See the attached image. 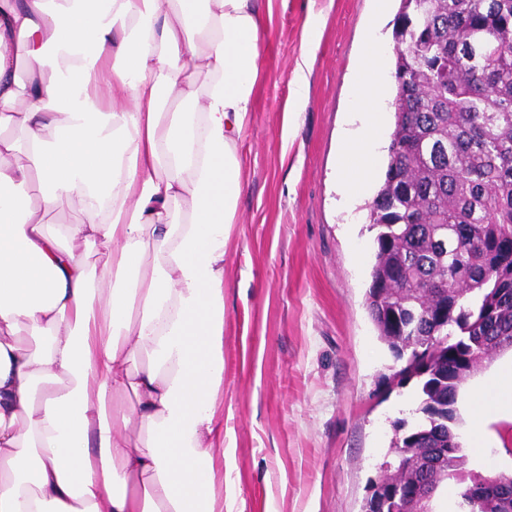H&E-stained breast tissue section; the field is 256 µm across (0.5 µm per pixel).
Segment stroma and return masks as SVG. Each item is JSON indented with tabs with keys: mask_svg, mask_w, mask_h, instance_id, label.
I'll return each mask as SVG.
<instances>
[{
	"mask_svg": "<svg viewBox=\"0 0 512 512\" xmlns=\"http://www.w3.org/2000/svg\"><path fill=\"white\" fill-rule=\"evenodd\" d=\"M400 0H272L259 44L251 122L239 144L244 190L224 265V512H361L393 424L418 393L366 309L371 195L340 206L336 162L367 28L386 47L375 156L394 127L393 25ZM321 24L307 92L292 107L308 20ZM476 471L512 472V413L486 424Z\"/></svg>",
	"mask_w": 512,
	"mask_h": 512,
	"instance_id": "stroma-1",
	"label": "stroma"
}]
</instances>
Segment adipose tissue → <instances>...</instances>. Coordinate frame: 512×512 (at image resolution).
<instances>
[{"label":"adipose tissue","instance_id":"1","mask_svg":"<svg viewBox=\"0 0 512 512\" xmlns=\"http://www.w3.org/2000/svg\"><path fill=\"white\" fill-rule=\"evenodd\" d=\"M265 28L257 0H0V126L27 135L0 137V512H224L225 245ZM378 58L347 203L375 174ZM39 185L81 218L46 224ZM510 404L512 363L472 394V447Z\"/></svg>","mask_w":512,"mask_h":512}]
</instances>
